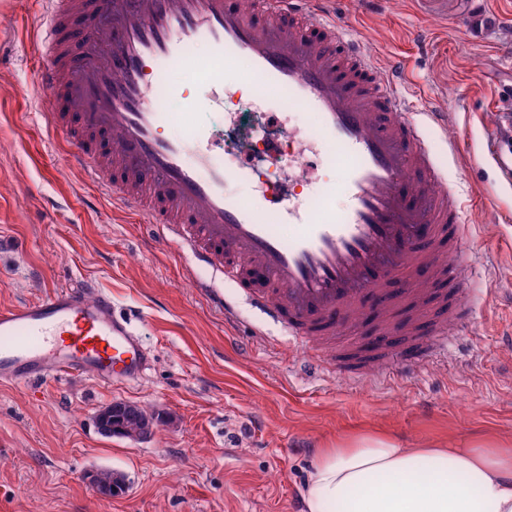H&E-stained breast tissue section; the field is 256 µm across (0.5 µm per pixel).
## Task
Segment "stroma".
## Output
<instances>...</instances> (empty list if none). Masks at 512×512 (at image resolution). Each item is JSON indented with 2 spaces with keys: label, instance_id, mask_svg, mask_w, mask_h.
<instances>
[{
  "label": "stroma",
  "instance_id": "35a3bbf8",
  "mask_svg": "<svg viewBox=\"0 0 512 512\" xmlns=\"http://www.w3.org/2000/svg\"><path fill=\"white\" fill-rule=\"evenodd\" d=\"M490 2L502 24L465 30L473 0H335L370 53L403 60L401 90L414 109L447 111V126L426 125L423 136L449 184L478 197L466 213L465 268L478 303L447 357L354 385L310 369L302 346L243 289L132 222L67 165L43 117L47 96L27 38L32 0H0V307L91 280L153 356L131 386L90 376L34 389L0 384V512H305L316 452L358 432L434 448L512 436V223L498 222L512 188L479 161L495 112L512 97V0ZM278 107L259 110L239 95L198 120L223 133L235 158L281 143L282 157L264 167L269 184L289 168L297 193L313 196L336 173L319 163L303 171L310 118L295 108L276 124L268 113ZM228 112L237 115L231 127ZM199 282L223 291L234 323L197 292ZM115 401L167 421L139 441L103 436L95 416ZM100 469L124 474L125 493L90 485Z\"/></svg>",
  "mask_w": 512,
  "mask_h": 512
}]
</instances>
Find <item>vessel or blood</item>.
<instances>
[{
    "mask_svg": "<svg viewBox=\"0 0 512 512\" xmlns=\"http://www.w3.org/2000/svg\"><path fill=\"white\" fill-rule=\"evenodd\" d=\"M36 2L39 84L70 168L134 220L160 226L194 263L250 289L290 340L315 347L314 370H323L337 340L353 336L368 297L380 306L379 335L404 339L384 363L398 355L404 368L420 367L427 343L447 351L452 331L473 313L460 301L466 203L449 190L421 134L448 115L410 111L398 60L370 55L327 0ZM200 41L210 47L204 95L153 72L158 63L181 64ZM245 87L255 106L279 92L310 112L315 135L302 154L337 161L341 176L319 188L321 206L264 184L244 198L225 191L238 169L195 117L223 111ZM172 100L179 114L168 111ZM177 117L187 137L166 134ZM486 158L512 183V103L498 114ZM338 191L348 198L340 211L330 204ZM280 224L291 225L290 237L277 232ZM407 306L415 316L398 321ZM151 363L105 290L61 287L0 309L1 385L85 375L135 384Z\"/></svg>",
    "mask_w": 512,
    "mask_h": 512,
    "instance_id": "obj_1",
    "label": "vessel or blood"
}]
</instances>
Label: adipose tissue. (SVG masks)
<instances>
[{"label": "adipose tissue", "instance_id": "ef3b65f1", "mask_svg": "<svg viewBox=\"0 0 512 512\" xmlns=\"http://www.w3.org/2000/svg\"><path fill=\"white\" fill-rule=\"evenodd\" d=\"M306 512H512V440L403 448L382 434L321 449Z\"/></svg>", "mask_w": 512, "mask_h": 512}]
</instances>
